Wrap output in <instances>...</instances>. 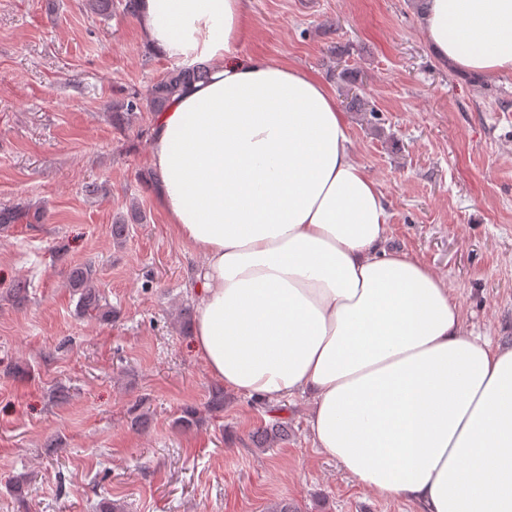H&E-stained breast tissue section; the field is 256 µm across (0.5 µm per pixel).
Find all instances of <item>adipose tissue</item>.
<instances>
[{"label": "adipose tissue", "mask_w": 512, "mask_h": 512, "mask_svg": "<svg viewBox=\"0 0 512 512\" xmlns=\"http://www.w3.org/2000/svg\"><path fill=\"white\" fill-rule=\"evenodd\" d=\"M247 0H141L151 48L206 80L155 113L150 163L204 263L193 345L225 387L313 397L342 471L422 512H512V347L469 332L436 271L386 246L390 213L326 85L238 53ZM437 58L512 74V0H427Z\"/></svg>", "instance_id": "obj_1"}]
</instances>
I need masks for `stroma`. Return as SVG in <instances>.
Returning a JSON list of instances; mask_svg holds the SVG:
<instances>
[{
    "mask_svg": "<svg viewBox=\"0 0 512 512\" xmlns=\"http://www.w3.org/2000/svg\"><path fill=\"white\" fill-rule=\"evenodd\" d=\"M239 51L326 83L387 202L388 248L445 278L469 331L512 346V75L449 69L413 0H249ZM175 65L121 8L106 18L85 0H0V205L48 214L0 231V512H99L104 501L266 512L282 498L300 512H418L315 448L309 396L273 407L228 390L223 410H207L218 382L176 321L198 301L203 259L151 191L152 112L121 127L111 118ZM352 92L367 111L350 109ZM134 209L142 222L114 241V218ZM88 262L110 320L76 313L67 274ZM137 404L149 415L139 430ZM186 407L201 422L185 432L173 421ZM278 416L287 439L253 447L252 432ZM12 479L23 497L7 491Z\"/></svg>",
    "mask_w": 512,
    "mask_h": 512,
    "instance_id": "obj_1",
    "label": "stroma"
}]
</instances>
